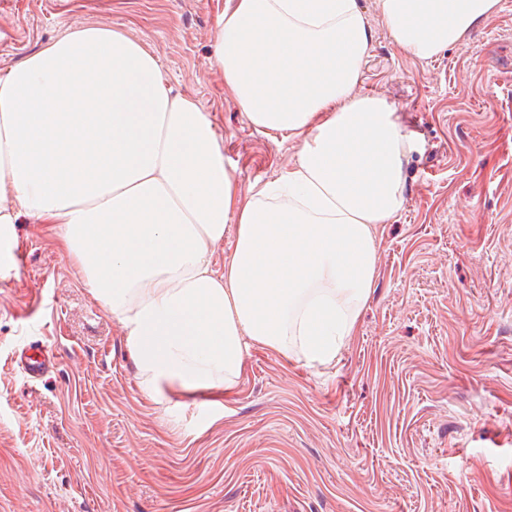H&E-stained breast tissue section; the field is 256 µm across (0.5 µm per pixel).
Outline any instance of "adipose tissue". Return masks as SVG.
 Segmentation results:
<instances>
[{"mask_svg": "<svg viewBox=\"0 0 512 512\" xmlns=\"http://www.w3.org/2000/svg\"><path fill=\"white\" fill-rule=\"evenodd\" d=\"M498 4L375 0L421 61ZM372 41L357 0H225L213 67L258 132L300 143L245 195L214 114L172 92L142 40L88 25L25 56L0 72V275L17 265L15 224L49 225L151 395L231 385L255 345L330 363L371 292L376 227L404 205L414 148L388 101L357 90Z\"/></svg>", "mask_w": 512, "mask_h": 512, "instance_id": "ef3b65f1", "label": "adipose tissue"}]
</instances>
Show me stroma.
Returning <instances> with one entry per match:
<instances>
[{"instance_id": "obj_1", "label": "stroma", "mask_w": 512, "mask_h": 512, "mask_svg": "<svg viewBox=\"0 0 512 512\" xmlns=\"http://www.w3.org/2000/svg\"><path fill=\"white\" fill-rule=\"evenodd\" d=\"M361 88L413 132L405 203L336 359L254 347L228 387L151 396L48 225L0 277V512H512V0L431 61L374 7ZM223 0H0V71L70 27L146 40L216 112L241 193L298 144L256 133L211 64ZM58 363L27 383L15 357Z\"/></svg>"}]
</instances>
